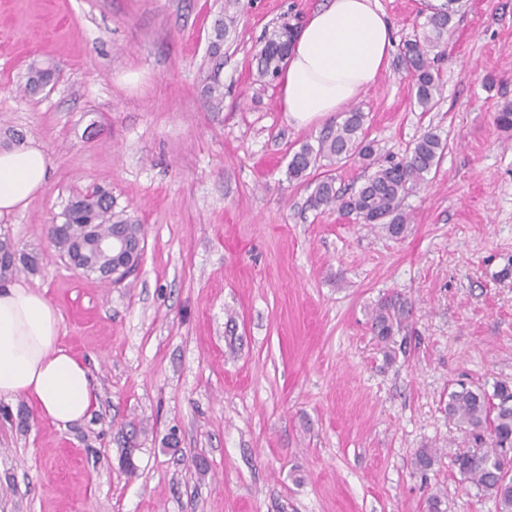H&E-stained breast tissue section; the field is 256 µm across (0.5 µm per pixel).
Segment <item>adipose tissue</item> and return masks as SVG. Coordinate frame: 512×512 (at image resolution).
I'll list each match as a JSON object with an SVG mask.
<instances>
[{
	"label": "adipose tissue",
	"mask_w": 512,
	"mask_h": 512,
	"mask_svg": "<svg viewBox=\"0 0 512 512\" xmlns=\"http://www.w3.org/2000/svg\"><path fill=\"white\" fill-rule=\"evenodd\" d=\"M392 51V25L377 0H331L292 43L280 80L283 112L304 127L344 110L388 69ZM47 171L38 146L0 151V215L26 206ZM60 331L43 293L0 289V400H30L41 419L64 427L89 416L96 396L92 374L60 345Z\"/></svg>",
	"instance_id": "obj_1"
}]
</instances>
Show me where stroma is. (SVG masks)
I'll return each instance as SVG.
<instances>
[{"mask_svg": "<svg viewBox=\"0 0 512 512\" xmlns=\"http://www.w3.org/2000/svg\"><path fill=\"white\" fill-rule=\"evenodd\" d=\"M325 2L0 0V134L49 157L44 188L0 216L37 258L8 282L50 300L98 389L66 429L0 400V512H426L433 495L442 512H497L451 463L445 407L458 382L512 383V129L495 122L512 106V0H463L430 111L396 56L355 103L381 154L429 130L447 143L397 239L310 208L315 180L348 193L365 164L325 159L289 182L293 152L343 115L296 127L278 84L255 80L272 29ZM378 2L394 47L422 37L428 0ZM47 58L55 83L26 93ZM92 186L144 227L142 264L117 284L71 269L48 235ZM396 294L412 311L388 357L370 315ZM420 448L438 451L425 472Z\"/></svg>", "mask_w": 512, "mask_h": 512, "instance_id": "35a3bbf8", "label": "stroma"}]
</instances>
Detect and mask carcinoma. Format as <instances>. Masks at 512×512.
<instances>
[{"label":"carcinoma","instance_id":"carcinoma-1","mask_svg":"<svg viewBox=\"0 0 512 512\" xmlns=\"http://www.w3.org/2000/svg\"><path fill=\"white\" fill-rule=\"evenodd\" d=\"M450 7L429 16L428 31L420 39L404 43L402 61L415 86V103L422 111L431 110L441 93V78L435 69V58L443 54V36L455 15L452 5L459 0H448ZM289 26L284 25L270 33L257 58L258 81L277 78L288 55ZM56 66L33 63L26 72L24 89L35 94L53 81ZM205 95L215 109L224 102L223 86L216 74L205 78ZM364 115L353 110L343 122L329 129L318 145L302 144L296 150L287 168L288 180L306 181L309 171L322 158L338 160L358 157L367 161L371 173L357 191L345 197L336 190L331 177L319 180L311 195L314 209L338 207L353 214L362 223L380 225L390 235L400 237L405 232L406 215L402 212L404 197L428 182V175L437 168L444 151L438 134L428 131L421 135L402 159L395 161L377 155L372 143L366 141L362 131ZM65 231L52 239L58 252L67 257L80 253L83 272L102 276L112 265V254L98 253L87 246V225H95L96 234L108 237L121 232L131 242L144 241L143 227L130 219L112 212V196L107 191H86L76 196L69 210L64 212ZM17 251L15 243L6 233H0V279L6 278L22 266H36L33 256H24L14 263L11 256ZM410 303L399 295L386 297L372 311L371 329L386 352H392L395 333L410 316ZM448 417L459 425L467 448L453 455V465L462 480L488 493L497 501L498 512H512V472L505 469V459L512 452V384L496 381L492 389L465 384L448 393Z\"/></svg>","mask_w":512,"mask_h":512}]
</instances>
